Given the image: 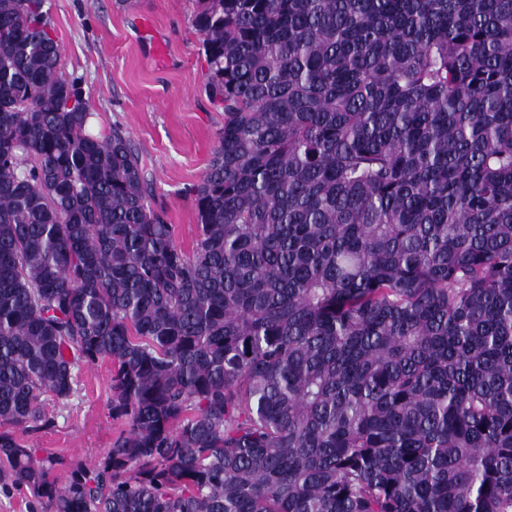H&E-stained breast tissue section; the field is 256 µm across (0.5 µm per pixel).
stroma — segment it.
<instances>
[{
  "label": "stroma",
  "mask_w": 512,
  "mask_h": 512,
  "mask_svg": "<svg viewBox=\"0 0 512 512\" xmlns=\"http://www.w3.org/2000/svg\"><path fill=\"white\" fill-rule=\"evenodd\" d=\"M56 39L67 75L79 78L92 105L89 129L120 125L149 161L151 205L164 210L175 239L191 248L197 215L191 189L215 150L224 122L207 92V64L192 24L195 0H51ZM161 35L164 59L154 57ZM111 365L76 373L71 396L50 403L55 425L32 436L40 455L66 466L104 459L124 429L112 418Z\"/></svg>",
  "instance_id": "obj_1"
}]
</instances>
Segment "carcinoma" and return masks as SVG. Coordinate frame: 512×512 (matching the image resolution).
I'll return each mask as SVG.
<instances>
[{
    "label": "carcinoma",
    "instance_id": "carcinoma-1",
    "mask_svg": "<svg viewBox=\"0 0 512 512\" xmlns=\"http://www.w3.org/2000/svg\"><path fill=\"white\" fill-rule=\"evenodd\" d=\"M191 250L0 0V490L31 512H512V0H196ZM112 363L104 460L50 428Z\"/></svg>",
    "mask_w": 512,
    "mask_h": 512
}]
</instances>
